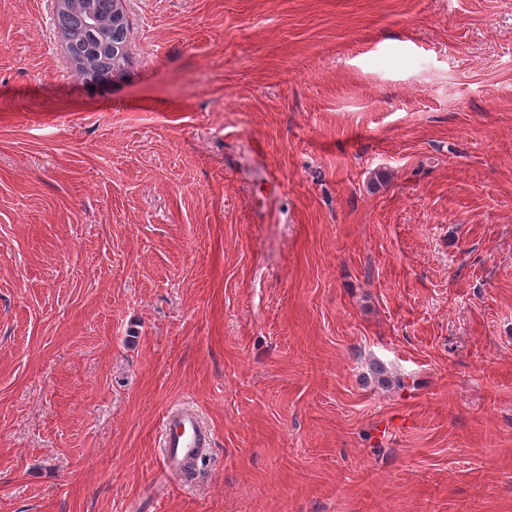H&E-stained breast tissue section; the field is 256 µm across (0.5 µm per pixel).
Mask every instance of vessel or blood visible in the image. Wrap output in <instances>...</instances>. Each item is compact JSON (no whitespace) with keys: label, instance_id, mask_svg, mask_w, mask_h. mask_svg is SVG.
I'll list each match as a JSON object with an SVG mask.
<instances>
[{"label":"vessel or blood","instance_id":"obj_1","mask_svg":"<svg viewBox=\"0 0 512 512\" xmlns=\"http://www.w3.org/2000/svg\"><path fill=\"white\" fill-rule=\"evenodd\" d=\"M212 441L195 411L181 404L170 406L162 419L159 437L166 474L178 476L188 462L211 447Z\"/></svg>","mask_w":512,"mask_h":512}]
</instances>
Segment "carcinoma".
I'll return each instance as SVG.
<instances>
[{
  "label": "carcinoma",
  "instance_id": "obj_1",
  "mask_svg": "<svg viewBox=\"0 0 512 512\" xmlns=\"http://www.w3.org/2000/svg\"><path fill=\"white\" fill-rule=\"evenodd\" d=\"M99 18L107 25L90 27L80 8H58L57 29L70 55L74 70L85 81L95 82L122 76L128 55L120 47L128 43L129 22L123 17L113 20L120 0H93Z\"/></svg>",
  "mask_w": 512,
  "mask_h": 512
}]
</instances>
